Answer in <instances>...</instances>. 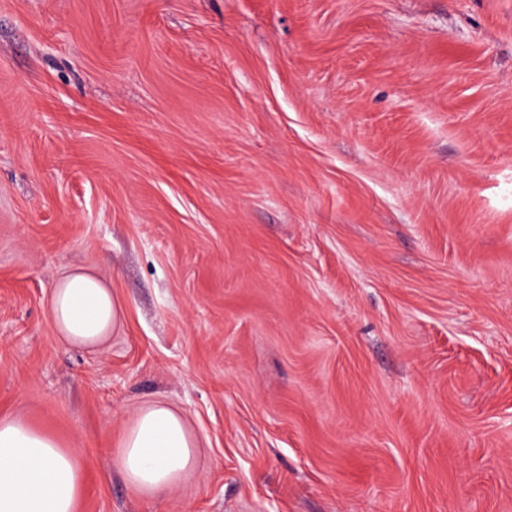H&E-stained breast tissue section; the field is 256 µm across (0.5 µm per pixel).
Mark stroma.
<instances>
[{
  "label": "stroma",
  "mask_w": 512,
  "mask_h": 512,
  "mask_svg": "<svg viewBox=\"0 0 512 512\" xmlns=\"http://www.w3.org/2000/svg\"><path fill=\"white\" fill-rule=\"evenodd\" d=\"M156 402L200 450L146 499ZM3 418L75 512H512V0H0ZM48 315L60 336L78 347L101 344L122 319L112 290L97 274L75 269L53 286ZM199 443L169 405L142 408L126 427L114 465L131 492L148 498L175 487L195 467Z\"/></svg>",
  "instance_id": "obj_1"
}]
</instances>
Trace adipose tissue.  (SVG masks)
<instances>
[{
	"instance_id": "1",
	"label": "adipose tissue",
	"mask_w": 512,
	"mask_h": 512,
	"mask_svg": "<svg viewBox=\"0 0 512 512\" xmlns=\"http://www.w3.org/2000/svg\"><path fill=\"white\" fill-rule=\"evenodd\" d=\"M47 310L60 336L78 347L101 344L122 319L111 288L83 269L55 283ZM198 448L183 415L156 403L126 427L114 464L131 492L148 498L189 474ZM83 488L84 467L75 449L21 420L0 419V512H75Z\"/></svg>"
}]
</instances>
